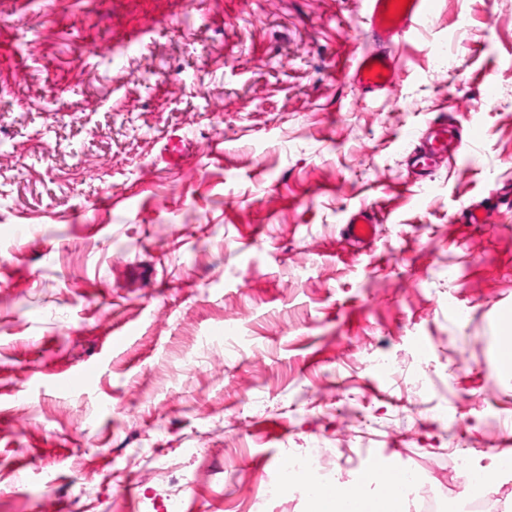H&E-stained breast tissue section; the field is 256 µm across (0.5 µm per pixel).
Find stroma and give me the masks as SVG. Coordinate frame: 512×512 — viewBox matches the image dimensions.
Instances as JSON below:
<instances>
[{
    "label": "stroma",
    "mask_w": 512,
    "mask_h": 512,
    "mask_svg": "<svg viewBox=\"0 0 512 512\" xmlns=\"http://www.w3.org/2000/svg\"><path fill=\"white\" fill-rule=\"evenodd\" d=\"M363 0H0V512H248L319 442L512 453V0H434L394 86ZM477 137L427 184L406 152ZM183 135L181 166L161 152ZM377 210L376 239L343 227ZM125 345L113 346L119 330ZM433 133L422 144L423 152L415 155V163L422 167H428L433 156L460 155L467 146L468 141H463L459 128L450 123L447 117L441 118L433 125Z\"/></svg>",
    "instance_id": "35a3bbf8"
}]
</instances>
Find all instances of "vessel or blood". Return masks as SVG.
<instances>
[{"label":"vessel or blood","instance_id":"obj_1","mask_svg":"<svg viewBox=\"0 0 512 512\" xmlns=\"http://www.w3.org/2000/svg\"><path fill=\"white\" fill-rule=\"evenodd\" d=\"M432 4L433 0H408L407 6L400 8L395 0H366L365 32L374 47L354 52L347 72L359 92L375 93L394 85L397 63L391 49L420 26L430 14ZM465 147L459 128L443 118L434 123L433 133L423 142V151L416 155L415 162L425 167L432 157L458 155ZM377 224L374 210L364 207L352 215L345 232L352 240L364 242L375 237Z\"/></svg>","mask_w":512,"mask_h":512}]
</instances>
